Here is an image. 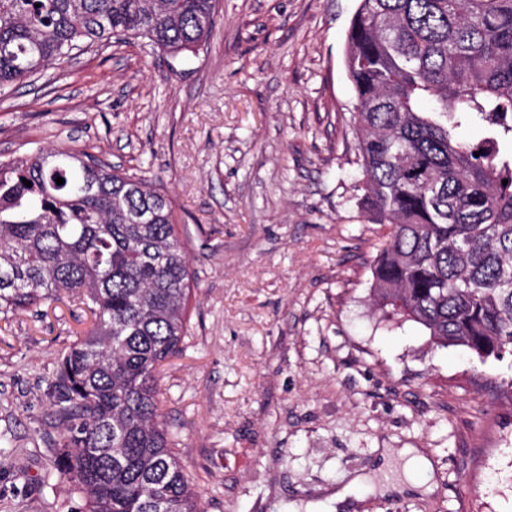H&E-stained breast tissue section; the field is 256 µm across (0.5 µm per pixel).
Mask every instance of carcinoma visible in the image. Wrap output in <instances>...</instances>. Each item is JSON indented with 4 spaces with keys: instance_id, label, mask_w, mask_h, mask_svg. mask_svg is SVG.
<instances>
[{
    "instance_id": "1",
    "label": "carcinoma",
    "mask_w": 512,
    "mask_h": 512,
    "mask_svg": "<svg viewBox=\"0 0 512 512\" xmlns=\"http://www.w3.org/2000/svg\"><path fill=\"white\" fill-rule=\"evenodd\" d=\"M215 20L216 0H0V90L79 42L193 52ZM345 66L362 202L385 236L374 302L512 367V0H359ZM472 122L489 135L459 141ZM192 285L171 201L145 176L72 148L0 162V313L66 295L90 313L53 382L59 479L85 512H198L159 406Z\"/></svg>"
}]
</instances>
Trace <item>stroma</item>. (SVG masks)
<instances>
[{"instance_id":"1","label":"stroma","mask_w":512,"mask_h":512,"mask_svg":"<svg viewBox=\"0 0 512 512\" xmlns=\"http://www.w3.org/2000/svg\"><path fill=\"white\" fill-rule=\"evenodd\" d=\"M359 0H219L210 40L79 45L0 94V161L74 148L173 203L195 297L161 412L200 512H512V376L375 306L384 239L360 205L344 55ZM55 302L0 314V512H81L57 477ZM418 448L427 490H385Z\"/></svg>"}]
</instances>
